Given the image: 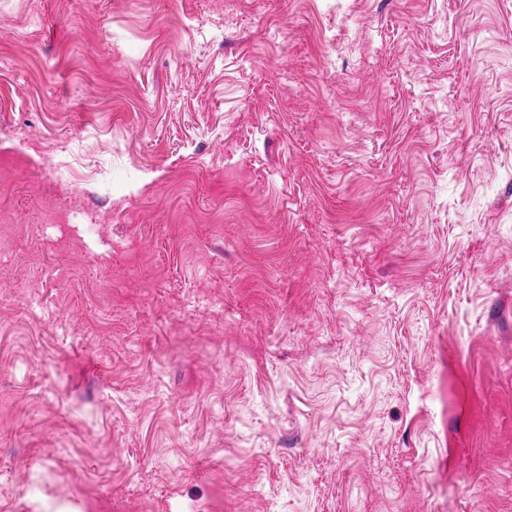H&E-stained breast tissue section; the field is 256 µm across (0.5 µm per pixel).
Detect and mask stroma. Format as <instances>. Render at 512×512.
Returning <instances> with one entry per match:
<instances>
[{"label": "stroma", "mask_w": 512, "mask_h": 512, "mask_svg": "<svg viewBox=\"0 0 512 512\" xmlns=\"http://www.w3.org/2000/svg\"><path fill=\"white\" fill-rule=\"evenodd\" d=\"M1 178L0 512H512V0H0Z\"/></svg>", "instance_id": "35a3bbf8"}]
</instances>
